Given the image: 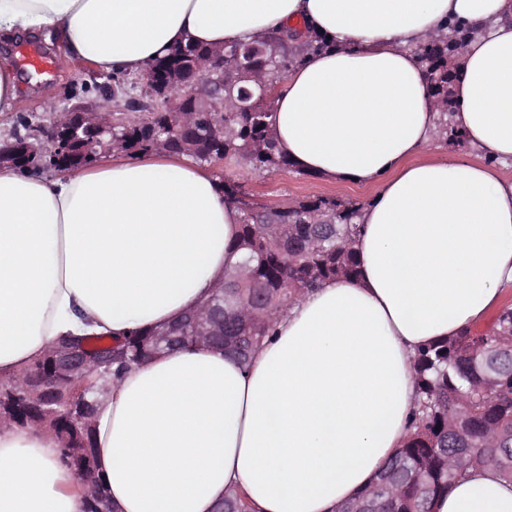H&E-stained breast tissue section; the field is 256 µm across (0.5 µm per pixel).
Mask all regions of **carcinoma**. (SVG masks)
Listing matches in <instances>:
<instances>
[{"mask_svg":"<svg viewBox=\"0 0 512 512\" xmlns=\"http://www.w3.org/2000/svg\"><path fill=\"white\" fill-rule=\"evenodd\" d=\"M324 46L317 36L303 40V48L291 53L283 69L271 64L267 77L283 79L281 73L300 62L311 49ZM210 47L188 42L171 49L154 61L165 79L162 89L141 87L140 97L131 95L134 79L109 75L94 82L102 91L112 85L124 102L122 152L129 157L155 151L153 130L162 125L166 113L158 111L163 97H177L194 57L209 53ZM427 68L431 89L444 112L439 135L456 147L466 144L465 136L451 122L453 100L448 86L454 73L448 71V57L456 44L432 37L416 48ZM275 99L257 104L255 112H199L196 126L184 131L193 139L189 153L202 166L222 160L242 164L256 173H276L295 169L279 151L272 123ZM93 135H83L68 153L55 157L47 153L24 161L23 167L41 173L59 164L88 165L102 153H86ZM219 185L224 204L239 213L233 251L241 255L239 267L224 272V335L233 347L225 350L240 364L250 363L265 336L288 305L302 294L339 278H356L360 265L352 239L360 233L357 224L361 203L334 196H313L289 201V208L275 210L254 203L243 185L222 173ZM154 327L123 339L105 334L85 336L86 353L93 359L112 352L115 372L144 365L155 358ZM413 370L418 410L411 431L401 448L387 460L362 491L359 498L340 504L336 512H354L359 500L368 499L369 512H432L435 500L473 466L492 465L512 480V305L501 308L478 338L471 329L430 341L414 356ZM36 390L44 392L59 415L48 419L35 403L10 401L0 404V416L17 425H44L56 434L63 459L82 483L84 512H113L108 489L97 473L94 418L75 423L66 410L71 392L68 382L50 371L48 355H43L21 375Z\"/></svg>","mask_w":512,"mask_h":512,"instance_id":"1","label":"carcinoma"}]
</instances>
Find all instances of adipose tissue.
Masks as SVG:
<instances>
[{
	"label": "adipose tissue",
	"mask_w": 512,
	"mask_h": 512,
	"mask_svg": "<svg viewBox=\"0 0 512 512\" xmlns=\"http://www.w3.org/2000/svg\"><path fill=\"white\" fill-rule=\"evenodd\" d=\"M326 39L276 92L280 150L303 172L371 188L359 278L298 297L249 366L205 348L109 381L96 464L116 512H335L400 447L413 357L479 324L512 288V0H0V38L143 75L186 42L220 48L294 23ZM460 39L454 122L475 162L425 160L441 109L415 48ZM238 212L186 153L103 155L56 176L0 170V379L60 334L121 338L207 299L237 265ZM55 434L0 422V512H83ZM434 512H512V481L469 469Z\"/></svg>",
	"instance_id": "adipose-tissue-1"
}]
</instances>
